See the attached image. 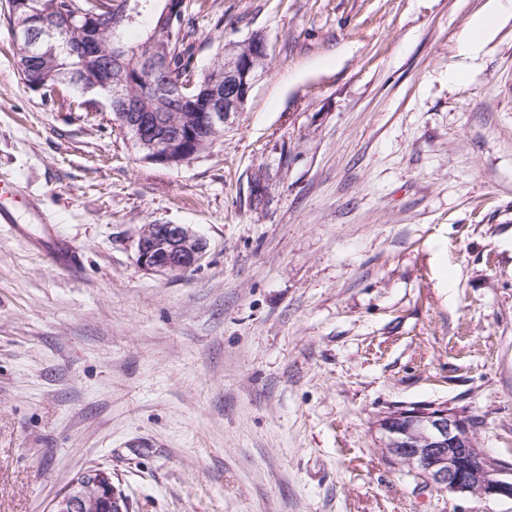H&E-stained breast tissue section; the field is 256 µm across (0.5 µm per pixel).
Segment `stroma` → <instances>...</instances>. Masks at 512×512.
Instances as JSON below:
<instances>
[{"label":"stroma","mask_w":512,"mask_h":512,"mask_svg":"<svg viewBox=\"0 0 512 512\" xmlns=\"http://www.w3.org/2000/svg\"><path fill=\"white\" fill-rule=\"evenodd\" d=\"M202 57L266 40L200 158L143 159L108 112L16 71L0 0V512L110 470L131 512H512L386 460L379 419L443 407L512 463V10L490 0H204ZM199 263L142 270L143 225ZM52 226L72 271L15 235ZM202 240L181 224H146L136 242L138 265L146 271L179 273L196 266Z\"/></svg>","instance_id":"obj_1"}]
</instances>
